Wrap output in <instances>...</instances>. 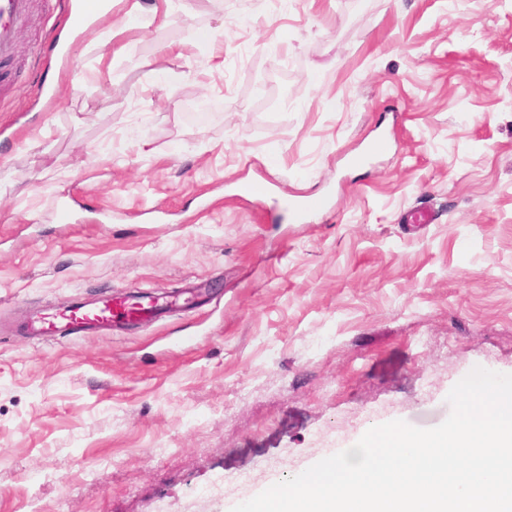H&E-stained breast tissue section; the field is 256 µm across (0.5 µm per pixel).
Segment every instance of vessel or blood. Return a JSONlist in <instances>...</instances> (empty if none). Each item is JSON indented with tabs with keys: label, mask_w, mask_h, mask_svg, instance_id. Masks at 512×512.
<instances>
[{
	"label": "vessel or blood",
	"mask_w": 512,
	"mask_h": 512,
	"mask_svg": "<svg viewBox=\"0 0 512 512\" xmlns=\"http://www.w3.org/2000/svg\"><path fill=\"white\" fill-rule=\"evenodd\" d=\"M30 0H0V57L9 56L15 41V23L27 14ZM154 304L133 295H107L51 313L41 314L34 329L38 336H71L89 330H108L114 322L136 323Z\"/></svg>",
	"instance_id": "obj_1"
}]
</instances>
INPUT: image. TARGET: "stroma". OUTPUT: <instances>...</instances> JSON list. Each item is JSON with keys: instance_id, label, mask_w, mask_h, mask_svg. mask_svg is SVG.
I'll use <instances>...</instances> for the list:
<instances>
[{"instance_id": "35a3bbf8", "label": "stroma", "mask_w": 512, "mask_h": 512, "mask_svg": "<svg viewBox=\"0 0 512 512\" xmlns=\"http://www.w3.org/2000/svg\"><path fill=\"white\" fill-rule=\"evenodd\" d=\"M159 2L112 0L101 46L32 0L0 60V512H230L512 374V0H173L141 28ZM194 285L137 327L24 329Z\"/></svg>"}]
</instances>
